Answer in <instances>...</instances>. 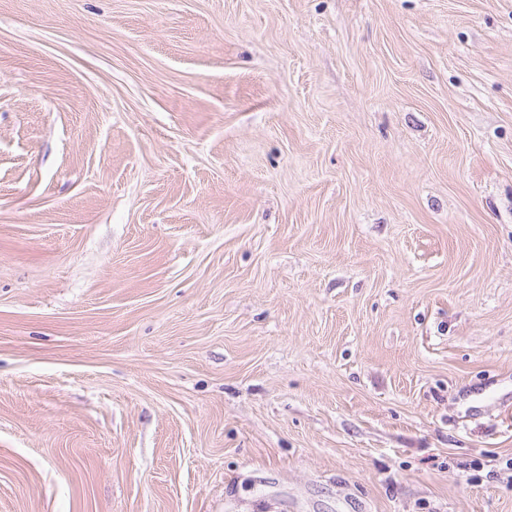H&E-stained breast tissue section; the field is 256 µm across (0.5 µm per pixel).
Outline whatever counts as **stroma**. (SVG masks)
I'll return each mask as SVG.
<instances>
[{"label": "stroma", "mask_w": 512, "mask_h": 512, "mask_svg": "<svg viewBox=\"0 0 512 512\" xmlns=\"http://www.w3.org/2000/svg\"><path fill=\"white\" fill-rule=\"evenodd\" d=\"M0 512H512V0H0Z\"/></svg>", "instance_id": "stroma-1"}]
</instances>
